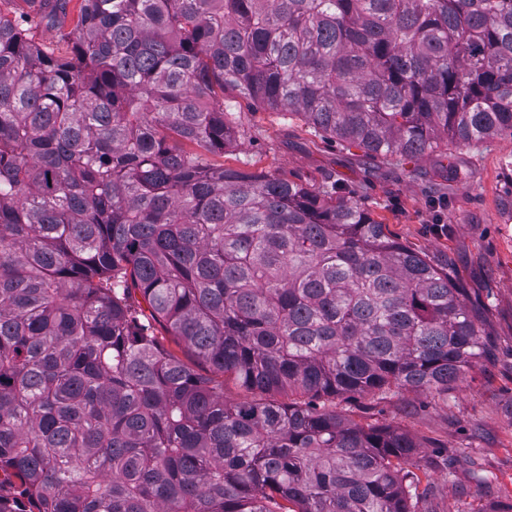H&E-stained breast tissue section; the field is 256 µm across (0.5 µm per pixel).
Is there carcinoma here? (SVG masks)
Instances as JSON below:
<instances>
[{
  "mask_svg": "<svg viewBox=\"0 0 512 512\" xmlns=\"http://www.w3.org/2000/svg\"><path fill=\"white\" fill-rule=\"evenodd\" d=\"M32 26L0 13V512H422L416 444L315 401L448 391L488 350L463 289L337 181L215 163L224 94L383 159L512 134V0H81L63 55Z\"/></svg>",
  "mask_w": 512,
  "mask_h": 512,
  "instance_id": "obj_1",
  "label": "carcinoma"
}]
</instances>
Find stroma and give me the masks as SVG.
<instances>
[{
  "mask_svg": "<svg viewBox=\"0 0 512 512\" xmlns=\"http://www.w3.org/2000/svg\"><path fill=\"white\" fill-rule=\"evenodd\" d=\"M236 144L223 163L319 188L346 184L372 218L407 248L448 272L486 334L488 354L444 393L394 391L382 401H335L361 425L390 427L417 446L432 488L426 512H494L512 504V135L452 143L416 158H372L314 134L299 117L233 97ZM445 199L436 230L434 197ZM454 458L445 468L446 458ZM480 470L489 483L476 484Z\"/></svg>",
  "mask_w": 512,
  "mask_h": 512,
  "instance_id": "stroma-1",
  "label": "stroma"
}]
</instances>
